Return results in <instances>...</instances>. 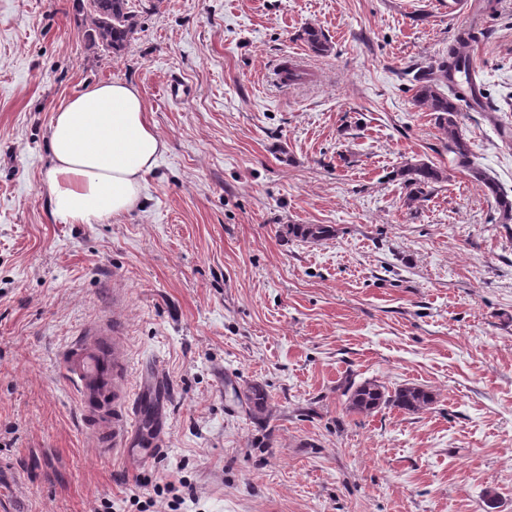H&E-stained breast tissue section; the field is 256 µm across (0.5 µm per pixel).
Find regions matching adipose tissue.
Wrapping results in <instances>:
<instances>
[{
    "mask_svg": "<svg viewBox=\"0 0 512 512\" xmlns=\"http://www.w3.org/2000/svg\"><path fill=\"white\" fill-rule=\"evenodd\" d=\"M47 184L60 224H101L132 210L167 145L138 86L114 79L69 97L49 124Z\"/></svg>",
    "mask_w": 512,
    "mask_h": 512,
    "instance_id": "ef3b65f1",
    "label": "adipose tissue"
}]
</instances>
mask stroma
<instances>
[{"label": "stroma", "mask_w": 512, "mask_h": 512, "mask_svg": "<svg viewBox=\"0 0 512 512\" xmlns=\"http://www.w3.org/2000/svg\"><path fill=\"white\" fill-rule=\"evenodd\" d=\"M448 2L130 0L115 54L89 45L78 0H0V512H138L131 495L168 481L178 512H512V224L405 77L481 28L466 53L494 109L459 121L512 194V0ZM307 25L331 53L299 40ZM296 57L310 78L281 87ZM115 78L168 149L129 214L57 223L52 114ZM418 160L446 178L410 207L392 173ZM105 316L133 375L163 364L139 444L160 416L167 443L145 462L99 456L60 378ZM349 378L434 402L356 414ZM253 384L267 418L239 399ZM288 235L304 241L320 242L335 237L336 229L330 224H291Z\"/></svg>", "instance_id": "35a3bbf8"}]
</instances>
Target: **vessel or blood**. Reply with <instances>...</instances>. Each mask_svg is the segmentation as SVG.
I'll return each instance as SVG.
<instances>
[{
    "label": "vessel or blood",
    "instance_id": "b4317fda",
    "mask_svg": "<svg viewBox=\"0 0 512 512\" xmlns=\"http://www.w3.org/2000/svg\"><path fill=\"white\" fill-rule=\"evenodd\" d=\"M115 321L103 318L85 328L65 348L61 361L65 376L78 397L84 438L101 456L128 453L129 438L140 425L141 403L128 397L132 378L117 347H104Z\"/></svg>",
    "mask_w": 512,
    "mask_h": 512
}]
</instances>
